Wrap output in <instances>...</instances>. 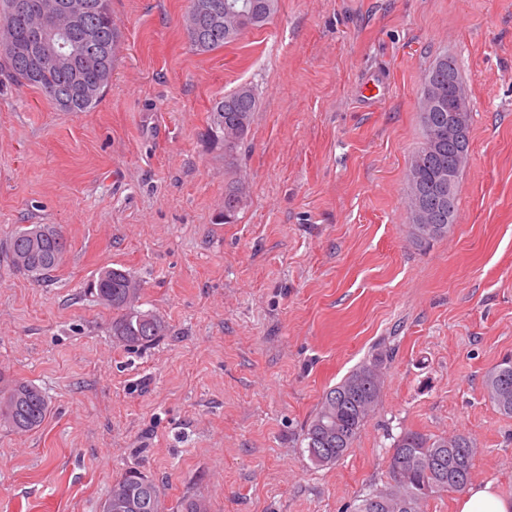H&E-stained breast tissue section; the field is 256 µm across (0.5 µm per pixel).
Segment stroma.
Returning <instances> with one entry per match:
<instances>
[{"label":"stroma","instance_id":"35a3bbf8","mask_svg":"<svg viewBox=\"0 0 512 512\" xmlns=\"http://www.w3.org/2000/svg\"><path fill=\"white\" fill-rule=\"evenodd\" d=\"M189 0H112V82L60 112L0 72V378L51 412L0 429V512H99L135 469L163 512H355L389 487L405 430L464 433L474 483L512 496V417L484 394L512 357V0H280L268 25L191 49ZM455 59L472 100L456 222L413 243L407 171L422 77ZM382 100L356 96L366 79ZM259 110L233 166L206 136L216 100ZM245 197L224 218V185ZM51 224L66 261L35 280L6 246ZM129 271L132 309L167 324L130 348L100 303ZM381 359L375 413L333 466L303 434L324 391Z\"/></svg>","mask_w":512,"mask_h":512}]
</instances>
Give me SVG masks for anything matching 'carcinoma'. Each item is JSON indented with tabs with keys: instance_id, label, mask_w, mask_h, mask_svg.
I'll return each instance as SVG.
<instances>
[{
	"instance_id": "cac0c4a2",
	"label": "carcinoma",
	"mask_w": 512,
	"mask_h": 512,
	"mask_svg": "<svg viewBox=\"0 0 512 512\" xmlns=\"http://www.w3.org/2000/svg\"><path fill=\"white\" fill-rule=\"evenodd\" d=\"M86 10L81 28L90 27L95 37L85 44L83 57L89 78L100 85V93L86 97L71 90L68 103L59 106L56 92L69 87L72 77L47 64L36 77L30 75L18 52L0 46V65L16 81L39 90L45 99L60 112H87L94 108L102 92L112 80V68L121 42V33L112 20L111 0H84ZM235 6L236 12L223 16V23L213 26L214 33L198 41L187 36L195 50L206 53L222 48L238 39L249 29L270 23L278 12L279 0H220ZM41 0H0V24L10 26L22 40L28 39L41 20ZM448 57H441L423 76L421 94L439 92L435 111L448 112ZM259 109L254 89L245 84L215 102L211 108L207 137L217 142H231L230 152L224 154L228 165H233L239 148L247 138ZM422 146L413 153L408 172V191H417L425 200L434 191L439 169L448 164L454 148L448 146V136L421 123ZM241 179L231 181L224 188V219L235 216L242 203ZM411 237L418 243H427L448 233V211H437L428 224H417L411 216L412 203H407ZM68 252L66 238L59 237L52 225L30 224L15 232L9 242L13 266L35 278L44 276L65 261ZM23 257V266L16 259ZM97 295L106 305L120 312L112 322V333L130 346H148L166 334L165 322L150 312L131 311L128 304L137 293V283L129 272L114 267L103 269L96 282ZM379 363L362 364L354 368L323 395L315 414L308 423L304 441L311 462L331 466L340 461L353 447L360 432L374 412L383 386L382 379L372 372ZM487 398L498 411L512 417V361H502L488 371L484 382ZM49 413V403L42 390L27 381L15 380L0 386V427L26 432L42 425ZM477 450L474 441L458 433L431 436L406 430L393 443L388 468L393 478L390 490L396 493L399 508L376 510L372 500L380 497L374 490L362 499L356 512H419L428 498L443 492H460L471 482ZM430 488L425 494L422 488ZM123 496L131 501L135 512H161V502L155 483L146 476L131 471L113 487L108 500Z\"/></svg>"
}]
</instances>
